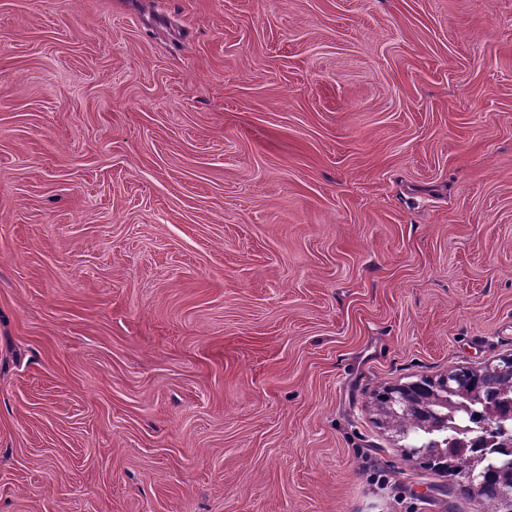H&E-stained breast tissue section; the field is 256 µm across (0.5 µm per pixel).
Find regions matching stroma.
<instances>
[{"instance_id":"stroma-1","label":"stroma","mask_w":512,"mask_h":512,"mask_svg":"<svg viewBox=\"0 0 512 512\" xmlns=\"http://www.w3.org/2000/svg\"><path fill=\"white\" fill-rule=\"evenodd\" d=\"M509 355L512 0H0V512H483ZM447 406L437 403V395L445 394L433 379L421 377L409 383L413 387V404L395 406L387 411L385 402L393 387L384 388L375 395L381 409L383 422L401 441L412 443L404 446L409 454L423 466L448 477L451 486L465 497L477 495L487 502L485 512H506L503 495L512 493V358H502L495 365L476 370L459 367L448 371ZM496 412L498 419L492 430L482 429L486 410ZM475 411H480L476 414ZM487 411L491 417L494 413ZM489 441L483 456L463 454L464 442ZM448 449V452H447ZM510 453V456L504 458ZM490 468L484 477L477 478V466ZM477 466L464 480L473 485L462 484L459 476L468 472L474 461Z\"/></svg>"}]
</instances>
